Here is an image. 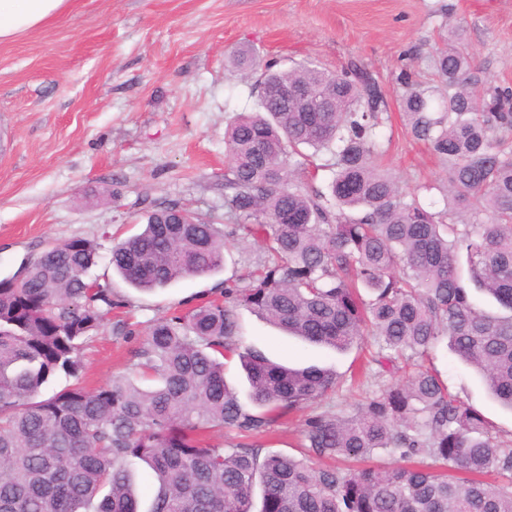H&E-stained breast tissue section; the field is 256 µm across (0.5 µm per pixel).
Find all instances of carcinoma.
Returning a JSON list of instances; mask_svg holds the SVG:
<instances>
[{
    "mask_svg": "<svg viewBox=\"0 0 512 512\" xmlns=\"http://www.w3.org/2000/svg\"><path fill=\"white\" fill-rule=\"evenodd\" d=\"M460 41L453 31L435 50L438 87L400 77V106L413 138L448 162V195L471 222L445 223L452 214L428 211L381 169L387 103L362 65L275 70L241 47L230 64L263 73L259 110L235 113L224 132L233 223L160 206L112 244L110 264L131 287L155 290L222 270L230 238L262 243V263L154 322L133 374L96 388L82 381L83 349L123 306L90 276L99 243L56 242L28 263L23 287L0 280V512H139L133 459L157 483L148 512H512V442L424 364L448 341L512 409V88L469 89ZM294 85L326 110L285 108L276 91ZM307 149L329 155L324 191L306 182ZM474 289L503 313L481 308ZM241 309L335 350L370 336L364 374L407 375L351 416H309L301 456L271 450L253 437L338 381L242 345ZM234 356L251 410L224 376ZM61 374L73 383L41 397ZM226 428L244 440L224 446ZM381 457L399 465L339 466Z\"/></svg>",
    "mask_w": 512,
    "mask_h": 512,
    "instance_id": "cac0c4a2",
    "label": "carcinoma"
}]
</instances>
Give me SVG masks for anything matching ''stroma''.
<instances>
[{
  "label": "stroma",
  "mask_w": 512,
  "mask_h": 512,
  "mask_svg": "<svg viewBox=\"0 0 512 512\" xmlns=\"http://www.w3.org/2000/svg\"><path fill=\"white\" fill-rule=\"evenodd\" d=\"M454 27L471 60L468 82L512 87V0H69L60 17L0 42V279L47 242H101L92 273L110 283L124 308L84 350V381L94 388L131 371L133 352L156 319L261 262V244L234 238L220 272L141 292L108 258L112 237L140 232L145 214L160 206L228 223L224 128L233 113L255 111L258 100L255 76L224 65L243 43L281 69L311 62L336 72L362 62L388 105L379 130L386 166L403 191L444 210L445 167L411 136L399 78L407 72L431 82L432 48ZM239 318L245 344L293 367L335 370L342 384L328 404L356 413L365 390L351 375L366 347L336 352L248 310ZM120 320L133 335L117 333ZM427 364L501 439L512 440V411L490 398L473 369L444 347ZM310 413L296 410L262 443L299 455Z\"/></svg>",
  "instance_id": "stroma-1"
}]
</instances>
